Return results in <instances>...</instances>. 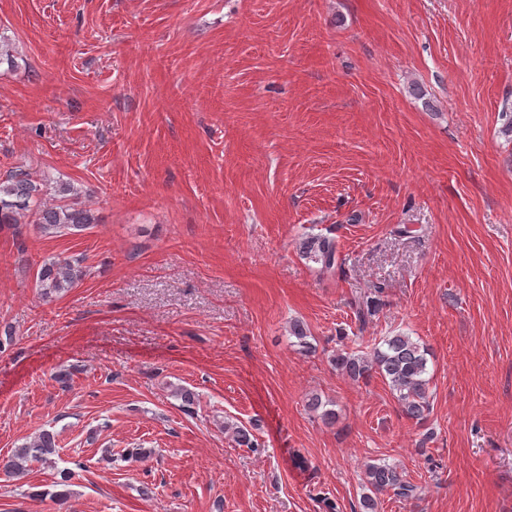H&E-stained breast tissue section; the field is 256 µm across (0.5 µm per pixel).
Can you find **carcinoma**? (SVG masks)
<instances>
[{"label":"carcinoma","mask_w":512,"mask_h":512,"mask_svg":"<svg viewBox=\"0 0 512 512\" xmlns=\"http://www.w3.org/2000/svg\"><path fill=\"white\" fill-rule=\"evenodd\" d=\"M101 222L96 211L81 199V191L71 183L55 182L53 197H48L47 180L36 178L25 169H17L0 179V229L14 228L19 224H33L48 236L77 235ZM301 256L319 265V271L333 276L342 270L336 240L323 235H310L299 243ZM86 275L82 260L63 254L48 257L38 266L36 282L43 300L50 302L58 295L78 284ZM296 345L306 354L316 351L308 340L305 325L296 321L290 329ZM332 364L337 372L352 381L379 375L397 400L401 412L417 425H423L430 412L428 377V349L404 333H394L368 352L359 353L347 347L336 350ZM307 407L319 413L322 422L333 426L339 419L335 409L328 407L318 395L307 400ZM56 434L44 429L33 440L16 448L12 454L0 458V474L18 475L28 464L39 463L57 468ZM55 485L59 490H32L33 500L47 496L58 502L70 497L67 489L71 473L57 472ZM388 494L398 500L418 498V486L406 471L390 464H365V493L361 495L360 512H377L378 496Z\"/></svg>","instance_id":"cac0c4a2"}]
</instances>
